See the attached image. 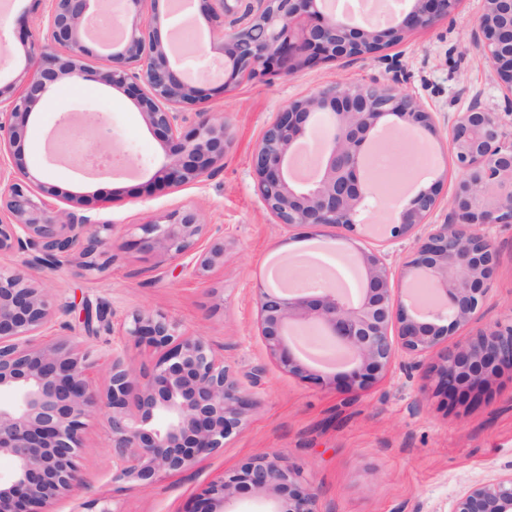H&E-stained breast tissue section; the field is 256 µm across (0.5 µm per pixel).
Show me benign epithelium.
I'll return each instance as SVG.
<instances>
[{"mask_svg":"<svg viewBox=\"0 0 512 512\" xmlns=\"http://www.w3.org/2000/svg\"><path fill=\"white\" fill-rule=\"evenodd\" d=\"M38 12L35 38L25 50L20 86L0 84V254L17 253L11 268L0 266V456L12 461L0 474V512H55L57 499L81 484L85 451L80 432L99 410L110 414L113 479L153 486L164 473L186 472L196 459L224 447L256 399L224 365L212 345L187 334L162 312L131 315L125 335L137 345L161 351L147 375L124 356L112 357L105 396L85 376L88 354L67 342L34 345L55 316V305L29 271H53L81 247L85 266L105 251L106 239L84 211L80 195L66 207L48 203L51 188L27 166L23 141L35 107L64 78L92 77L126 93L148 126L175 143L146 188L179 189L200 184L224 161L228 126L224 114L199 107L209 94L207 71L186 76L169 52L162 30L168 12L159 0H123L117 25L122 38L105 54L104 68L86 64L85 41L91 0H31ZM222 39L228 77L217 92L232 90L244 77L288 76L297 61L318 63L372 57L409 31L427 29L451 15L458 0H410L386 27L355 25L327 12L324 0H192ZM482 52L499 83L512 94V0H485L477 23ZM329 129L316 144L319 178L306 186L290 174L293 146L317 118ZM412 131L436 133L433 116L397 88L379 84H327L309 98L291 101L275 113L251 156L255 188L277 223L355 230L369 208L364 151L391 119ZM187 124L190 133L180 130ZM460 172L448 200V220L429 224L437 206V185L419 191L396 211L390 239L416 238L406 267L427 281L441 302L420 313L395 299V270L375 252L358 256L363 271L356 301L332 288L302 292L261 289L260 335L280 367L322 380L292 353L288 330L315 326L347 350L353 368L340 380L347 391L369 388L376 373L398 355L410 367L442 348L428 377L449 398L483 395L486 374L512 371V312L464 342L448 337L470 323L484 306L497 274L501 249L493 233L512 225V135L499 112L474 104L458 113L448 129ZM140 248L202 273L224 259V240L212 235L192 206L139 225ZM250 489L270 502L264 512H318L317 498L300 473L278 459L262 458L211 483L188 512H224L231 493ZM450 512H512V471L465 489Z\"/></svg>","mask_w":512,"mask_h":512,"instance_id":"obj_1","label":"benign epithelium"}]
</instances>
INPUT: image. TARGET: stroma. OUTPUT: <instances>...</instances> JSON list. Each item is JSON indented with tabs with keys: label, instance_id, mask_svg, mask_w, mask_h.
<instances>
[{
	"label": "stroma",
	"instance_id": "1",
	"mask_svg": "<svg viewBox=\"0 0 512 512\" xmlns=\"http://www.w3.org/2000/svg\"><path fill=\"white\" fill-rule=\"evenodd\" d=\"M28 0L0 7V36L11 47L0 54V81L15 80L24 68V48L16 20L28 14ZM484 0H459L454 13L430 29L414 30L374 58H346L302 64L288 76L241 79L229 93L209 96L207 110L223 114L229 143L224 164L208 181L145 195L170 142L143 120L125 93L92 79H68L64 91L34 110L24 141L32 173L60 195L83 196L96 223L109 225L115 246L107 248L106 269L84 274L76 260L51 274L32 271L59 310L37 344L64 341L91 350L86 378L100 394L109 386L113 353L123 354L145 372L155 351L121 337L122 326L137 311H160L182 331L203 336L258 400L223 451L198 458L182 474L162 476L151 488L112 479L109 414L100 411L82 432L86 451L80 462L81 485L59 499L57 512H78L80 503L109 498L115 512H188L191 503L224 472L262 456L281 457L298 468L317 497L319 512H449L465 487L486 482L512 466V372L490 376L484 402L476 407L447 399L426 379L438 361L430 354L413 369L398 357L380 371L367 390L346 392L334 376L348 362L310 363L325 382L316 385L285 372L266 349L259 332L257 293L264 271L278 258L285 273L301 275L298 252L324 248L351 259L357 247L385 254L402 270L412 239L386 242L380 224L382 188L373 197L356 233L341 228L313 229L275 223L255 191L250 156L263 131L289 101L302 99L332 82L391 83L431 112L437 135L428 163L438 182V206L430 221L443 223L459 172L448 144V125L473 103L507 112V91L473 42ZM97 114L94 130L66 125L70 113ZM195 206L204 223L224 232V260L203 275L176 268L136 243L139 224L167 212ZM501 262L477 320L456 329L465 341L485 324L512 310V226L497 228ZM106 312L112 326L93 332L90 318Z\"/></svg>",
	"mask_w": 512,
	"mask_h": 512
}]
</instances>
